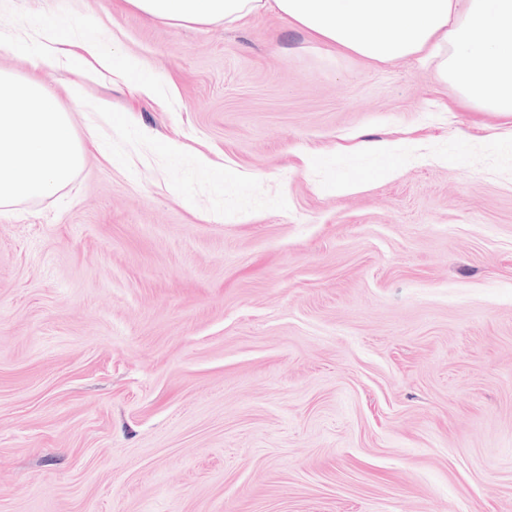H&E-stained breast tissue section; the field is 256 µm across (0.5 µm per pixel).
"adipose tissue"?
<instances>
[{
	"label": "adipose tissue",
	"instance_id": "obj_1",
	"mask_svg": "<svg viewBox=\"0 0 512 512\" xmlns=\"http://www.w3.org/2000/svg\"><path fill=\"white\" fill-rule=\"evenodd\" d=\"M153 18L227 23L269 11L341 54L436 63L480 110L512 116V0H127ZM492 74L491 83L480 80ZM85 148L58 99L32 74L0 70V208L53 194Z\"/></svg>",
	"mask_w": 512,
	"mask_h": 512
}]
</instances>
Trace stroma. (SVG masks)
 Here are the masks:
<instances>
[{"label":"stroma","mask_w":512,"mask_h":512,"mask_svg":"<svg viewBox=\"0 0 512 512\" xmlns=\"http://www.w3.org/2000/svg\"><path fill=\"white\" fill-rule=\"evenodd\" d=\"M46 29L99 143L0 212V512H512V117L264 12L0 0V68Z\"/></svg>","instance_id":"1"}]
</instances>
